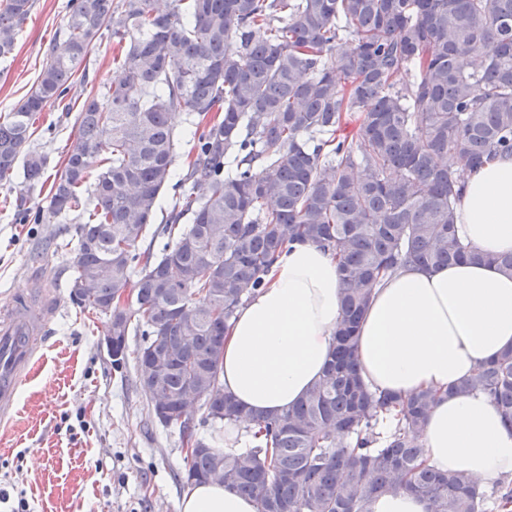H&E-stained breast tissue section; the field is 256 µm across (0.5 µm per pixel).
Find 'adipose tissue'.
Returning a JSON list of instances; mask_svg holds the SVG:
<instances>
[{"instance_id":"ef3b65f1","label":"adipose tissue","mask_w":512,"mask_h":512,"mask_svg":"<svg viewBox=\"0 0 512 512\" xmlns=\"http://www.w3.org/2000/svg\"><path fill=\"white\" fill-rule=\"evenodd\" d=\"M465 243L512 252V156L474 171L457 203ZM341 318L335 259L310 242L290 244L265 286L239 307L224 335L221 383L247 416L276 414L322 376ZM512 348V272L484 264L399 267L376 285L360 323L355 353L366 386L408 396L437 392L422 430L427 466L487 485L512 479V430L479 393L448 396L449 385ZM178 512H257L253 498L216 482L193 483Z\"/></svg>"}]
</instances>
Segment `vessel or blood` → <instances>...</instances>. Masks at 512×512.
Returning <instances> with one entry per match:
<instances>
[{"instance_id": "vessel-or-blood-1", "label": "vessel or blood", "mask_w": 512, "mask_h": 512, "mask_svg": "<svg viewBox=\"0 0 512 512\" xmlns=\"http://www.w3.org/2000/svg\"><path fill=\"white\" fill-rule=\"evenodd\" d=\"M57 310L54 302L33 307L23 299L0 309V423L15 418L17 392L35 368Z\"/></svg>"}]
</instances>
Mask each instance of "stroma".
<instances>
[{
	"label": "stroma",
	"mask_w": 512,
	"mask_h": 512,
	"mask_svg": "<svg viewBox=\"0 0 512 512\" xmlns=\"http://www.w3.org/2000/svg\"><path fill=\"white\" fill-rule=\"evenodd\" d=\"M69 0H33L12 55L0 59V113L11 110L36 81L47 46L62 35ZM68 101L109 88L120 73L112 42L98 41ZM33 145L48 158V176L63 168L78 133L72 113L46 107ZM20 177L0 182V306L44 280L64 298L36 371L19 388L18 414L0 425V512H178L185 454L177 430L149 409L135 371L113 370L105 318L69 301L76 227L58 220L23 224L13 203Z\"/></svg>",
	"instance_id": "1"
}]
</instances>
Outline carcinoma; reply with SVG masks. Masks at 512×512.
Here are the masks:
<instances>
[{
    "instance_id": "carcinoma-1",
    "label": "carcinoma",
    "mask_w": 512,
    "mask_h": 512,
    "mask_svg": "<svg viewBox=\"0 0 512 512\" xmlns=\"http://www.w3.org/2000/svg\"><path fill=\"white\" fill-rule=\"evenodd\" d=\"M71 0L66 31L40 75L0 116V181L23 170L45 184L35 116L63 104L105 29L123 79L75 111L78 146L45 209L23 221L74 217V303L112 332L141 336L134 369L151 408L164 402L198 451L183 479L224 485L257 512H369L403 491L427 512H495L488 492L424 461L422 427L437 399L376 394L354 359L380 277L415 263L472 261L512 271V252L473 249L455 206L478 166L512 154V0ZM32 0H0V59L12 54ZM198 119L183 134L169 115ZM189 159L159 254L139 249L174 164ZM308 241L339 265L342 317L322 377L296 404L254 415L249 444L223 450L199 429L245 408L217 385L224 333L264 286L276 257ZM138 276L133 298L121 300ZM202 396L196 418L185 393ZM485 394L512 427V349L448 387Z\"/></svg>"
}]
</instances>
